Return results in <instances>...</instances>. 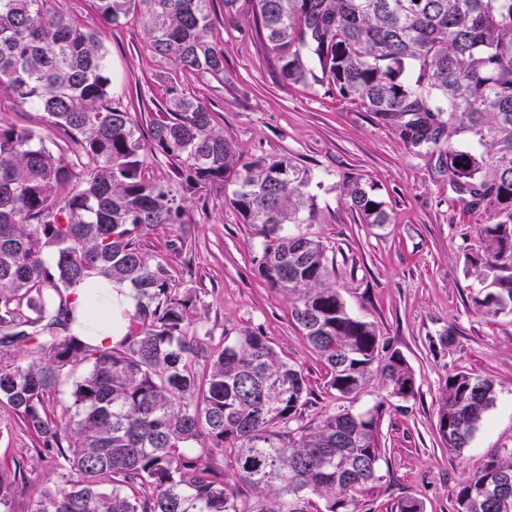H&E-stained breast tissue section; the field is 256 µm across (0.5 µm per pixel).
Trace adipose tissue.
I'll return each mask as SVG.
<instances>
[{
    "mask_svg": "<svg viewBox=\"0 0 512 512\" xmlns=\"http://www.w3.org/2000/svg\"><path fill=\"white\" fill-rule=\"evenodd\" d=\"M72 306L83 319V336L93 345L120 342L128 331L127 311L135 301L128 287L89 277L70 290Z\"/></svg>",
    "mask_w": 512,
    "mask_h": 512,
    "instance_id": "obj_1",
    "label": "adipose tissue"
}]
</instances>
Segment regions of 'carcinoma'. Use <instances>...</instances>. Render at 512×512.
Returning <instances> with one entry per match:
<instances>
[{
    "label": "carcinoma",
    "instance_id": "cac0c4a2",
    "mask_svg": "<svg viewBox=\"0 0 512 512\" xmlns=\"http://www.w3.org/2000/svg\"><path fill=\"white\" fill-rule=\"evenodd\" d=\"M213 2L89 0L104 25L137 18L149 48L176 65L146 138L114 99L99 32L52 0H0V89L36 112L0 123V405L54 464L32 512H356L383 479L385 402L356 406L368 379L378 372L388 395H415L405 358L328 286L332 247L285 231L316 221L311 169L288 155L242 160L187 90L192 76L224 77ZM246 4L285 83L360 102L448 176L462 209L489 213L474 303L486 316L511 313L512 0ZM151 156L172 164L174 183L150 177ZM213 185L233 187L226 201L262 239L259 276L288 299L326 368L331 403L313 420L299 367L258 328L213 348L191 329L168 263L140 250L157 226L189 223L182 193ZM343 189L363 223H388L359 178ZM92 274L136 300L113 347L74 329L69 290ZM65 385L71 400L58 415L48 404ZM494 401L491 381L448 374L437 422L448 447H467ZM217 453L254 496L224 482ZM16 481L0 473V512ZM456 504L512 512V448L487 455Z\"/></svg>",
    "mask_w": 512,
    "mask_h": 512
}]
</instances>
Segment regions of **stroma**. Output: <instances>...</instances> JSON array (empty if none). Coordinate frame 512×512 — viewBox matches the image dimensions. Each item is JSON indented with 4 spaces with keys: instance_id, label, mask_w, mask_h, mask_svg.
Returning a JSON list of instances; mask_svg holds the SVG:
<instances>
[{
    "instance_id": "stroma-1",
    "label": "stroma",
    "mask_w": 512,
    "mask_h": 512,
    "mask_svg": "<svg viewBox=\"0 0 512 512\" xmlns=\"http://www.w3.org/2000/svg\"><path fill=\"white\" fill-rule=\"evenodd\" d=\"M214 14L224 37V76L191 78V93L209 104L242 158L287 154L313 168L318 221L297 230L333 247L334 285L348 310L373 322L414 371L415 398L383 412V478L360 496L357 512H391L405 496L421 500L426 512H455L461 481L488 454L512 446V313L476 311L481 284L468 262L481 251L486 215L463 211L446 177L361 104L284 83L250 13L225 16L216 0ZM103 38L115 96L149 126L163 107L172 63L154 57L136 19L104 28ZM349 175L374 184L389 223H362L343 192ZM225 194L221 186L186 193L190 224L180 232L158 227L140 248L177 272L180 292L193 299L190 319L213 346L223 345L225 331L253 327L297 364L312 400L305 414L314 417L325 403L326 371L287 299L259 277L261 239ZM457 370L491 380L495 395L460 451L448 448L437 429L441 390ZM18 466L25 477L14 488L11 512H31L53 465L22 418L0 406V468Z\"/></svg>"
}]
</instances>
